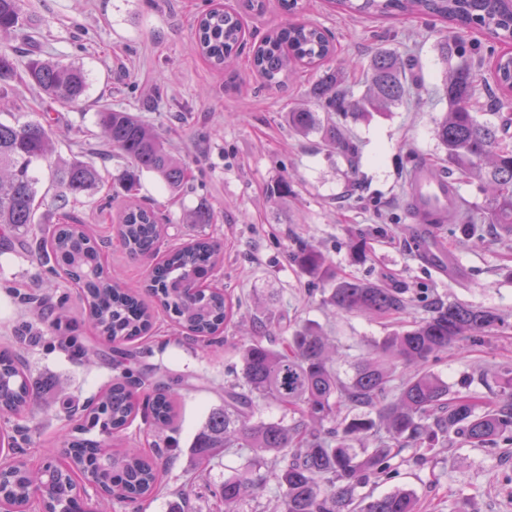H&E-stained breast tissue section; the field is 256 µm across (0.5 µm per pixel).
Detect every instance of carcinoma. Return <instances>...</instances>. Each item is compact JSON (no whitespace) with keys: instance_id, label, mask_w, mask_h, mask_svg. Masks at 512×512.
<instances>
[{"instance_id":"carcinoma-1","label":"carcinoma","mask_w":512,"mask_h":512,"mask_svg":"<svg viewBox=\"0 0 512 512\" xmlns=\"http://www.w3.org/2000/svg\"><path fill=\"white\" fill-rule=\"evenodd\" d=\"M346 12L364 15L410 13L446 19L459 27L480 26L498 42L512 41V3L509 0H336ZM31 18L24 0H0V33L22 36ZM244 28L236 11L214 10L197 22L199 52L216 65L237 56L244 43ZM443 60L463 62L442 80L448 110L436 126V138L445 150L443 163L433 166L438 176L455 174L479 182L486 195L485 220L512 237V147L506 143L512 114L497 113L498 122L480 118L477 107V71L481 48L454 36L438 43ZM335 45L326 30L303 22L268 32L254 49L251 68L269 87H282L299 65L330 59ZM416 63L392 52L377 51L369 65L368 91L356 105L359 112H387L401 105L413 86ZM498 86H512V56L500 55L494 66ZM38 92L41 119H0V241L14 240L39 262L55 263L64 273L81 272L79 284L89 318L98 335L111 345L117 364L135 357L125 344L146 335L153 325V307L162 308L188 333L208 342L224 333L229 315L225 294L198 287L200 280L221 262L220 246L197 238L169 251L152 271L149 296L124 285L105 271L102 247L70 215L68 207L81 195H91L105 178L97 166L77 156L57 154L52 137L53 106L80 100L87 89L84 68L30 57L19 69L12 54L0 52V108L15 86ZM313 97L328 112L347 108L348 91L340 72L327 68L312 88ZM106 142L125 160L119 174L127 196L139 190L141 177L156 176L172 196L189 185V165L170 151L150 126L129 112L105 108L97 113ZM318 123L317 113L297 107L288 112V124L306 134ZM328 144L351 158L352 143L331 129ZM47 167L51 176V207L64 221L42 226L44 215L36 203L39 179L36 169ZM166 217L151 204L133 203L120 215L119 233L133 256L156 253ZM294 260L312 277L331 283L326 303L340 312L400 314L412 303L404 288L355 278L338 279L327 257L313 245L301 247ZM499 312L468 303L436 304L431 314L403 326L376 343L356 364L348 379L335 367V350L312 324L293 330L278 345L266 341L272 326L257 322L254 333L240 336L237 353L241 376L224 387V403L209 410L197 429L191 451L199 467L243 448L254 454V469L227 478L217 490L224 512H241L245 498L275 482L281 512H418L417 500L396 490L374 495L371 488L392 477L394 460L402 451L417 459L425 453L460 443L472 448L512 445V367L495 377L497 392L475 400L459 392L429 369L438 354L465 340H477L505 327ZM403 369L398 385L396 369ZM144 381L131 380L128 372L76 412L64 407L72 427L65 435L66 469L32 466L17 460L0 481L7 512H27L34 492L40 512H94L92 500L71 494L74 477L92 476L123 503H137L159 489L156 458L138 449L117 454L109 440L142 415L148 429H168L176 416L177 394L157 385L139 400ZM37 386L26 375L19 353L0 350V413L22 417L36 400ZM277 404L299 415L291 424L265 420L259 401ZM97 431L100 440L87 438ZM375 438L373 448L356 449L354 443ZM270 465L266 473L258 470Z\"/></svg>"}]
</instances>
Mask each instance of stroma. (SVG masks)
<instances>
[{
  "instance_id": "1",
  "label": "stroma",
  "mask_w": 512,
  "mask_h": 512,
  "mask_svg": "<svg viewBox=\"0 0 512 512\" xmlns=\"http://www.w3.org/2000/svg\"><path fill=\"white\" fill-rule=\"evenodd\" d=\"M35 27L31 40L14 38L12 46L41 57L81 64L88 75L82 100L58 108L54 127L63 155L78 154L95 163L106 178L101 192L81 197L73 214L89 234L105 243V265L128 284L146 291L155 258H130L117 232V212L105 197L119 194L116 177L124 161L106 145L97 125L105 108L138 115L190 163L195 179L174 197L161 181L144 175L139 196L170 218L162 250L206 235L224 248V262L209 281L226 290L232 311L226 341L208 349L181 330L165 313H157L149 336L133 343L137 356L129 364L151 379L167 383L178 395L171 429L153 435L135 419L115 436L113 449L139 448L177 441L176 450L158 461L161 488L140 508L96 493L87 486L101 512H217L214 489L224 479L253 467L250 451L229 453L199 469L190 451L193 436L209 409L222 404L224 387L239 370L234 344L251 318L271 322L280 336L296 324H316L337 346L336 367L349 377L370 345L428 315L429 304L463 302L495 309L509 325L499 332L449 348L433 370L451 389L483 397L496 389L498 367L512 365V240L494 225L481 222L485 196L477 182H461L460 198L477 215L475 245L437 225L439 239L463 267V278L448 283L426 266L412 247L405 170L409 157L429 164L443 150L435 127L447 109L434 93L446 64L436 50L446 22L417 15L393 17L343 15L333 0H303L297 19L322 27L336 37L335 62L349 75L350 100L366 91L364 75L376 50L412 56L418 61L422 87L392 111L351 114L340 129L351 138L356 165L327 150L323 129L297 134L288 124L294 107L316 108L311 90L320 71L299 67L286 86L264 87L249 60L260 37L284 25L288 16L280 0H266L263 13H244L247 43L228 67L218 68L193 48L198 18L212 8H240L241 0H24ZM289 179L287 196L272 194ZM217 214L215 223L190 224L187 215L199 202ZM310 243L328 258L337 276L379 282L425 292L426 302L404 313L372 317L341 314L326 302L323 282L310 277L293 259L300 244ZM43 297V320L33 323L23 295ZM66 308L73 327L68 335L47 332L58 308ZM93 350L91 360L79 347ZM21 351L39 398L24 421L0 415V434L24 425L20 447L28 463L57 458L68 421L63 403L80 407L106 388L115 374L114 355L95 336L77 286L26 250L0 248V348ZM395 478L378 492L405 488L414 493L419 512H512V447L456 446L417 464L411 451L396 458Z\"/></svg>"
}]
</instances>
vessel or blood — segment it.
Instances as JSON below:
<instances>
[{
  "instance_id": "obj_1",
  "label": "vessel or blood",
  "mask_w": 512,
  "mask_h": 512,
  "mask_svg": "<svg viewBox=\"0 0 512 512\" xmlns=\"http://www.w3.org/2000/svg\"><path fill=\"white\" fill-rule=\"evenodd\" d=\"M408 206L413 219V234L425 263L439 273L456 280L460 270L435 234L436 224L444 222L457 204L453 183L435 175L429 166L418 167L407 186Z\"/></svg>"
}]
</instances>
